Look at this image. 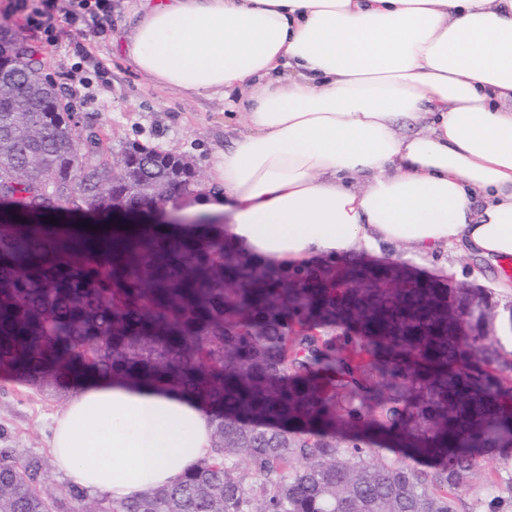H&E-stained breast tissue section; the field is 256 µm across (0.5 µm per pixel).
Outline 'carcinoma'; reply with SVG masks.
Segmentation results:
<instances>
[{
  "label": "carcinoma",
  "mask_w": 512,
  "mask_h": 512,
  "mask_svg": "<svg viewBox=\"0 0 512 512\" xmlns=\"http://www.w3.org/2000/svg\"><path fill=\"white\" fill-rule=\"evenodd\" d=\"M0 55V197L15 207L0 224V370L48 392L87 373L154 378L191 391L213 425L209 458L121 501L47 487L39 457L1 454L0 512H457L477 459L512 453V355L490 332L487 290L393 262L267 271L222 224L133 226L73 247L18 227L197 183L138 143L121 177L95 132L78 155L37 52L5 39ZM396 448L429 470L384 454Z\"/></svg>",
  "instance_id": "carcinoma-1"
}]
</instances>
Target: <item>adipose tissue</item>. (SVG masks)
Masks as SVG:
<instances>
[{
  "label": "adipose tissue",
  "mask_w": 512,
  "mask_h": 512,
  "mask_svg": "<svg viewBox=\"0 0 512 512\" xmlns=\"http://www.w3.org/2000/svg\"><path fill=\"white\" fill-rule=\"evenodd\" d=\"M123 53L180 93L237 92L199 189L269 269L398 242L512 264V0H139ZM485 206H478L479 198ZM58 468L117 500L209 456V410L157 380L74 382Z\"/></svg>",
  "instance_id": "1"
}]
</instances>
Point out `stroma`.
Masks as SVG:
<instances>
[{
	"label": "stroma",
	"mask_w": 512,
	"mask_h": 512,
	"mask_svg": "<svg viewBox=\"0 0 512 512\" xmlns=\"http://www.w3.org/2000/svg\"><path fill=\"white\" fill-rule=\"evenodd\" d=\"M136 0H112V9L99 33L91 38L71 34L59 45L43 42L39 50L46 72L61 90L71 112L79 119L76 148L84 150L88 131H96L112 154L137 142L189 158L199 180H206L217 157L235 135L225 126L230 100L178 94L163 89L135 71L122 44L135 21ZM376 259L406 263L416 274L442 276L453 286L493 289L496 317L492 324L502 352L512 353V291L500 288L501 271L494 265L448 250L436 258L414 255L398 243H382L372 253ZM63 397L29 386L13 375L0 373V451L19 460L36 455L43 461V480L55 486L63 482L49 452V416L62 407ZM512 474V456L480 457L469 486L457 491L458 512H483L491 497L501 507L512 504V494L502 478Z\"/></svg>",
	"instance_id": "35a3bbf8"
}]
</instances>
